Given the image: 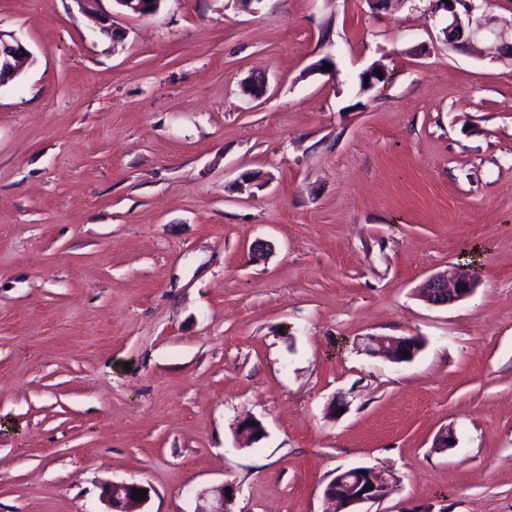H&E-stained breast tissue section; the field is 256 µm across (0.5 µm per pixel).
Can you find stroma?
<instances>
[{"instance_id": "stroma-1", "label": "stroma", "mask_w": 512, "mask_h": 512, "mask_svg": "<svg viewBox=\"0 0 512 512\" xmlns=\"http://www.w3.org/2000/svg\"><path fill=\"white\" fill-rule=\"evenodd\" d=\"M442 25L433 0H0L34 57L0 86V512H107L110 482L139 512L221 483L233 512H325L354 466L394 479L365 512H512V59ZM473 260L470 299L419 297ZM124 13L146 17L156 13L162 0H114ZM416 336H367L363 344L366 353L382 357L393 363H403L414 358ZM133 489L146 490L148 489L138 483L121 482L106 485L102 489V497L112 506V510L107 512H134L131 507L137 503H143L147 499H138L133 497Z\"/></svg>"}]
</instances>
